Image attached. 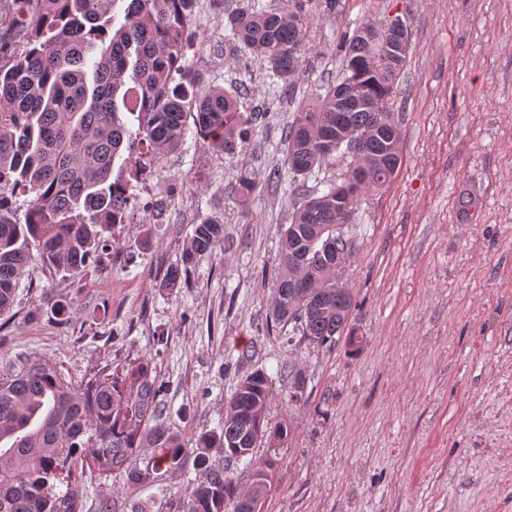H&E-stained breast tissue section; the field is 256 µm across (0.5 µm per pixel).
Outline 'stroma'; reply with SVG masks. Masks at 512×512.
Returning a JSON list of instances; mask_svg holds the SVG:
<instances>
[{"mask_svg":"<svg viewBox=\"0 0 512 512\" xmlns=\"http://www.w3.org/2000/svg\"><path fill=\"white\" fill-rule=\"evenodd\" d=\"M241 5L197 0L205 42L190 59L201 90L235 91L262 110L247 141L209 155L188 133L150 178L163 214L118 225L106 266L73 281L30 265L17 306L0 316V362L41 359L78 380L105 358H151L164 417L186 437L219 429L239 380L265 371V416L289 434L262 512H512V0H339L335 13L314 11L291 88L260 68L244 73L225 51L227 15ZM396 18L410 32L394 102L402 163L343 229L353 251L342 280L357 301L349 327L363 344L317 348L291 324L267 323L279 229L350 159L292 178L284 130L317 86L338 79L341 32ZM243 170L259 182L244 207ZM210 216L224 219L223 243L180 288L161 289ZM61 298L71 302L65 324ZM298 376L305 393L292 404ZM197 476L190 455L150 482L90 473L83 512L105 496L121 512H181Z\"/></svg>","mask_w":512,"mask_h":512,"instance_id":"1","label":"stroma"}]
</instances>
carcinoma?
Here are the masks:
<instances>
[{"mask_svg":"<svg viewBox=\"0 0 512 512\" xmlns=\"http://www.w3.org/2000/svg\"><path fill=\"white\" fill-rule=\"evenodd\" d=\"M195 0H0V313L34 262L80 278L108 259L112 230L129 224L144 182L164 156L178 150L192 117L207 150L231 154L247 135L249 117L222 88L198 91L188 52ZM313 0H281L280 9L228 16L231 52L248 56L291 86L302 70ZM344 32L337 50L342 72L298 107L288 124L285 164L306 177L338 152L351 163L341 183L303 201L281 229L272 317L294 324L309 343L343 334L357 301L335 288L351 256L342 228L354 221L359 198L389 184L401 164L392 100L404 60L388 55L385 33L369 42ZM22 32L24 43L13 46ZM137 121L131 132L120 116ZM124 162L115 165L122 152ZM364 172L355 183L357 171ZM245 206L259 182L237 176ZM25 198L18 213V198ZM224 238V218L194 226L183 266ZM269 376L242 378L220 430L190 440L163 419L161 384L150 359L105 363L79 384L55 364L18 359L0 373V512H82L86 484L76 463L101 478L145 481L181 468L195 452L199 478L182 512H260L276 459L258 458L288 437L285 423L265 419ZM212 448L229 460L248 459L251 487L236 491L212 465ZM65 490H57L58 486Z\"/></svg>","mask_w":512,"mask_h":512,"instance_id":"1","label":"carcinoma"}]
</instances>
